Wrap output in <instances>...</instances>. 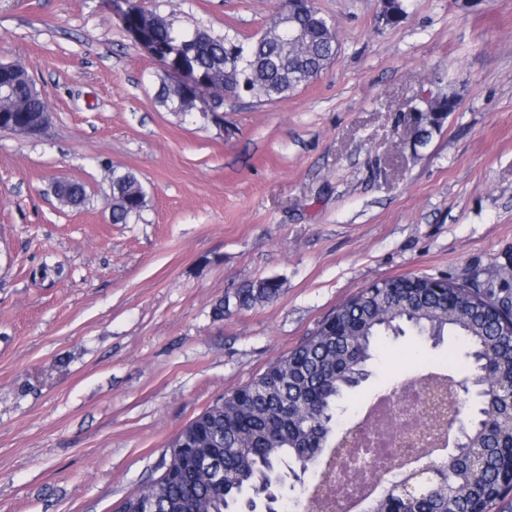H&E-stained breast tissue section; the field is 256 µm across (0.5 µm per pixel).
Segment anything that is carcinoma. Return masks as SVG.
Here are the masks:
<instances>
[{
    "mask_svg": "<svg viewBox=\"0 0 512 512\" xmlns=\"http://www.w3.org/2000/svg\"><path fill=\"white\" fill-rule=\"evenodd\" d=\"M156 19V35L162 41L179 44L196 37L199 72L213 74L265 102L287 99L319 77L338 53V38L324 34L331 22L316 8L297 19L304 32L299 42L283 40L277 19L270 26L271 37L258 46L229 29L214 34L177 26L159 14ZM230 47L237 50L231 62L226 54ZM229 62L233 70L227 72ZM14 99L23 102L24 109L7 112L0 120L4 126H17L25 114L42 109V99L28 84L15 88ZM455 109L451 97L439 96L427 101L422 112L439 120ZM111 181L112 223L126 224L146 206V193L130 171L112 170ZM56 196L62 205L77 208L87 194L83 184L69 181L56 190ZM278 291L277 282L262 280L241 289L237 297L240 304L250 305L271 300ZM484 292L457 287V304L450 312L429 278L406 283L395 277L339 305L333 315L344 324L345 335L318 326L258 378L219 398L168 445L175 461V448L184 439L191 441L192 448L210 450L224 466V486H215L206 473L182 462L177 475L161 486L160 512H193L199 504L209 505L212 512H256L262 498L255 491L261 487L283 502L295 491L300 471L318 466L320 452L336 447V421L344 413L345 397L355 389L356 375L370 372L386 336H432L437 346L451 336L448 369L461 368L466 372L463 380L477 378L487 361L492 365L491 378H512V335L503 333L501 314L483 305ZM425 389L448 394L450 409L466 405L451 384L433 381ZM477 419L481 423L467 430V438L472 447L484 450L480 469L444 476L410 499L398 498L396 488L388 486L370 503L369 512H482L502 501L512 492L502 458V449L512 446V408H486Z\"/></svg>",
    "mask_w": 512,
    "mask_h": 512,
    "instance_id": "obj_1",
    "label": "carcinoma"
}]
</instances>
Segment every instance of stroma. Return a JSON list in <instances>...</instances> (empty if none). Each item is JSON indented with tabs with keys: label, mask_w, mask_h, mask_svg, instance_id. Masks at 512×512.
<instances>
[{
	"label": "stroma",
	"mask_w": 512,
	"mask_h": 512,
	"mask_svg": "<svg viewBox=\"0 0 512 512\" xmlns=\"http://www.w3.org/2000/svg\"><path fill=\"white\" fill-rule=\"evenodd\" d=\"M186 28L262 34L285 0H139ZM315 0L338 54L279 102L205 123L160 106L169 76L109 0H0V62L49 101L39 135L0 132V512H118L168 442L382 280L512 278V0ZM458 100L426 145L421 92ZM147 205L111 221V168ZM60 180L85 185L61 205ZM44 262L62 277L39 279ZM276 298L240 305L247 283ZM229 299L223 314L215 304ZM389 339L347 398L362 418L415 368ZM56 196L63 206L77 208L85 202L87 194L83 184L68 181L56 190Z\"/></svg>",
	"instance_id": "obj_1"
}]
</instances>
